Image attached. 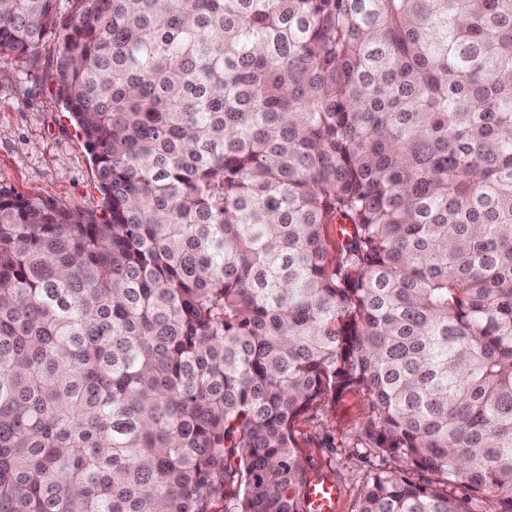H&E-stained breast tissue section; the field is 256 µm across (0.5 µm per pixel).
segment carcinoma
Returning <instances> with one entry per match:
<instances>
[{"label":"carcinoma","mask_w":512,"mask_h":512,"mask_svg":"<svg viewBox=\"0 0 512 512\" xmlns=\"http://www.w3.org/2000/svg\"><path fill=\"white\" fill-rule=\"evenodd\" d=\"M71 2L0 0L103 205L0 185V512H307L347 392L353 512H512V0ZM363 412L361 396L349 392L335 404L298 417L294 438L306 474L319 472L328 479L320 475L309 477V512H333L335 507L334 512H351L365 486L370 466L382 465V462L371 458L358 440Z\"/></svg>","instance_id":"1"}]
</instances>
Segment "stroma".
I'll return each instance as SVG.
<instances>
[{"mask_svg":"<svg viewBox=\"0 0 512 512\" xmlns=\"http://www.w3.org/2000/svg\"><path fill=\"white\" fill-rule=\"evenodd\" d=\"M60 44L51 39L34 58L0 57V183L29 198L69 208L101 207L95 168L56 93ZM364 401L354 392L305 413L294 438L307 472L333 482L335 512H351L373 461L358 440Z\"/></svg>","mask_w":512,"mask_h":512,"instance_id":"obj_1","label":"stroma"}]
</instances>
